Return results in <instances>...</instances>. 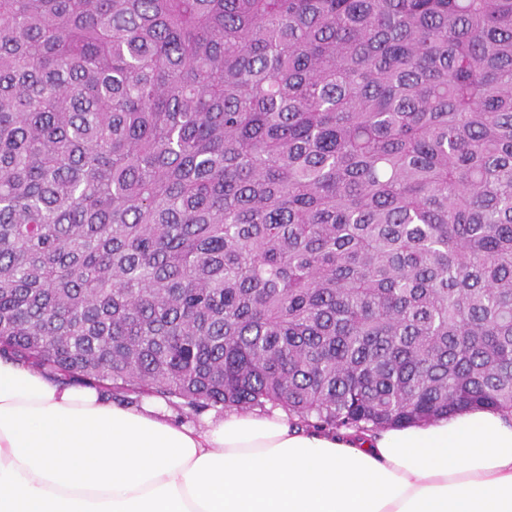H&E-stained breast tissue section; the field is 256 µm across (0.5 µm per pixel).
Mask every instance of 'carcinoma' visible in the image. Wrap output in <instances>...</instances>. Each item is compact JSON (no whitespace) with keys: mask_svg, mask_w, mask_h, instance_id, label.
Listing matches in <instances>:
<instances>
[{"mask_svg":"<svg viewBox=\"0 0 512 512\" xmlns=\"http://www.w3.org/2000/svg\"><path fill=\"white\" fill-rule=\"evenodd\" d=\"M0 356L325 430L512 413V0H0Z\"/></svg>","mask_w":512,"mask_h":512,"instance_id":"cac0c4a2","label":"carcinoma"}]
</instances>
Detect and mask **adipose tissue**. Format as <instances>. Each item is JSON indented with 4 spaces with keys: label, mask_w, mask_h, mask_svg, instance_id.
I'll use <instances>...</instances> for the list:
<instances>
[{
    "label": "adipose tissue",
    "mask_w": 512,
    "mask_h": 512,
    "mask_svg": "<svg viewBox=\"0 0 512 512\" xmlns=\"http://www.w3.org/2000/svg\"><path fill=\"white\" fill-rule=\"evenodd\" d=\"M0 512H512V413L358 436L231 411L197 430L0 357Z\"/></svg>",
    "instance_id": "ef3b65f1"
}]
</instances>
